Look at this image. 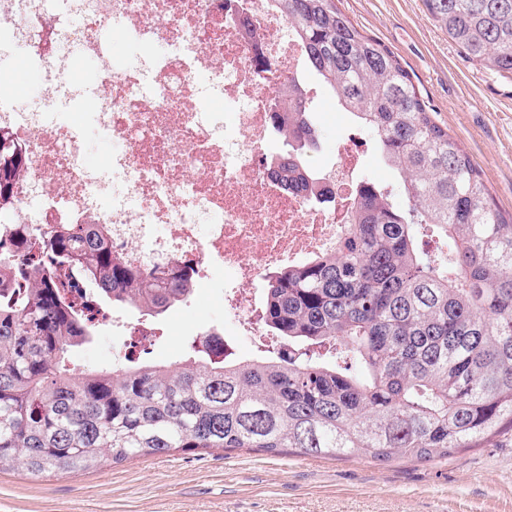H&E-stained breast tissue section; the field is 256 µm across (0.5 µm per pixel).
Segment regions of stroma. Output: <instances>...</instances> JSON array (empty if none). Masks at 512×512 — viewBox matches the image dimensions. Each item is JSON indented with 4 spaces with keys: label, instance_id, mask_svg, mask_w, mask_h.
I'll list each match as a JSON object with an SVG mask.
<instances>
[{
    "label": "stroma",
    "instance_id": "35a3bbf8",
    "mask_svg": "<svg viewBox=\"0 0 512 512\" xmlns=\"http://www.w3.org/2000/svg\"><path fill=\"white\" fill-rule=\"evenodd\" d=\"M365 36L394 53L433 113L479 168L504 215L512 214V73L469 58L429 15L424 0H338ZM321 137L315 167L336 162V142L360 146L359 176L395 184L370 136L329 96L315 105ZM228 271L201 278L188 301L154 319L150 359L178 361L203 332H222L232 352L250 358L272 341L240 330L224 307ZM118 328L99 327L75 367L124 362V324L140 312L118 307ZM0 512H512V441L490 440L432 461L380 463L364 457L274 455L239 448L179 449L93 471L57 472L34 481L0 473Z\"/></svg>",
    "mask_w": 512,
    "mask_h": 512
}]
</instances>
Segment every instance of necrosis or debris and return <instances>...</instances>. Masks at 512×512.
Segmentation results:
<instances>
[{
	"mask_svg": "<svg viewBox=\"0 0 512 512\" xmlns=\"http://www.w3.org/2000/svg\"><path fill=\"white\" fill-rule=\"evenodd\" d=\"M131 48L115 53L112 43ZM21 52L40 102L0 84V131L22 144L0 224H102L135 267L218 262L224 304L260 332L249 285L335 250L352 220L360 153L336 145L327 202L284 189L264 165L271 105L306 71V50L270 0H0V49ZM96 65L92 82L80 60ZM123 143L92 166L86 126Z\"/></svg>",
	"mask_w": 512,
	"mask_h": 512,
	"instance_id": "necrosis-or-debris-1",
	"label": "necrosis or debris"
}]
</instances>
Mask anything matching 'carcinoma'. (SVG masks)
Here are the masks:
<instances>
[{"label": "carcinoma", "instance_id": "carcinoma-1", "mask_svg": "<svg viewBox=\"0 0 512 512\" xmlns=\"http://www.w3.org/2000/svg\"><path fill=\"white\" fill-rule=\"evenodd\" d=\"M309 70L371 133L397 175L363 182L336 250L265 278L261 321L281 348L238 359L205 342L176 364L71 367L95 324L58 270L104 301L156 317L188 300L195 274L142 272L101 230L53 224L27 257L0 255V472L39 478L175 449L258 448L434 460L512 438V216L439 126L395 55L336 0H273ZM466 55L512 72V0H425ZM272 113L284 149L268 169L310 196L314 109L298 84ZM0 134V208L25 157ZM407 201L393 203L394 192ZM448 254L427 249V230Z\"/></svg>", "mask_w": 512, "mask_h": 512}]
</instances>
